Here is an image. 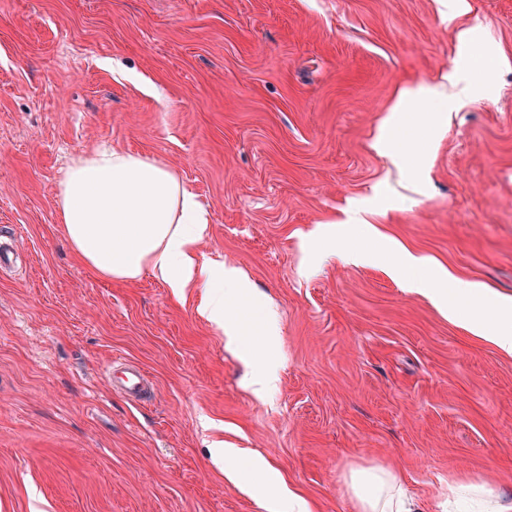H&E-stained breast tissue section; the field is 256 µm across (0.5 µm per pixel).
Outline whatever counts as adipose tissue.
<instances>
[{"instance_id":"obj_1","label":"adipose tissue","mask_w":512,"mask_h":512,"mask_svg":"<svg viewBox=\"0 0 512 512\" xmlns=\"http://www.w3.org/2000/svg\"><path fill=\"white\" fill-rule=\"evenodd\" d=\"M56 206L71 253L97 276L116 281L160 278L174 300L201 289V316L243 347L258 365L255 394L276 387L270 353L277 341L273 314L262 312L240 270L214 261L200 246L210 231L209 212L177 174L157 160L112 148L70 159L57 183ZM396 270L418 269L411 292L429 295L443 315L459 305L472 312L470 332L512 355V298L431 267L428 258L394 252ZM348 488L357 512H413L402 482L382 468L350 470Z\"/></svg>"}]
</instances>
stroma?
<instances>
[{
	"mask_svg": "<svg viewBox=\"0 0 512 512\" xmlns=\"http://www.w3.org/2000/svg\"><path fill=\"white\" fill-rule=\"evenodd\" d=\"M466 2L0 0V246L19 255L0 277V512H264L222 442L312 512H355L359 466L393 469L415 512H465L452 479L512 501V356L390 255L512 297V0ZM453 72L470 100L399 114L377 152L398 90ZM103 145L175 170L210 212L202 252L272 301L267 396L197 297L73 259L57 178ZM115 357L151 372L148 401L112 390ZM393 264L396 270L418 269L423 272L428 270L431 266L428 258L424 256L415 255L404 249L394 250Z\"/></svg>",
	"mask_w": 512,
	"mask_h": 512,
	"instance_id": "35a3bbf8",
	"label": "stroma"
}]
</instances>
